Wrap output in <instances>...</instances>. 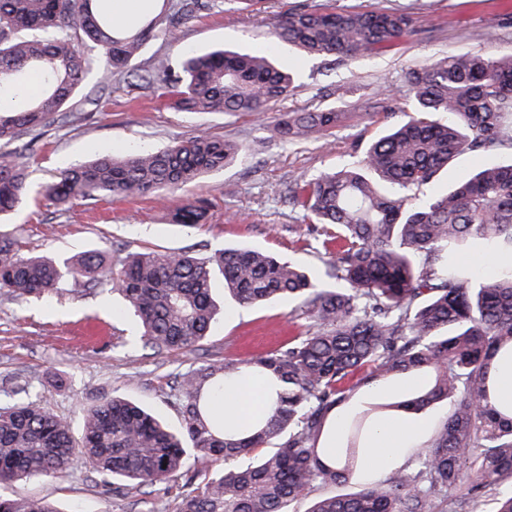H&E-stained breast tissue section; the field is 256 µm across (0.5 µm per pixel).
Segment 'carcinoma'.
<instances>
[{
	"label": "carcinoma",
	"mask_w": 512,
	"mask_h": 512,
	"mask_svg": "<svg viewBox=\"0 0 512 512\" xmlns=\"http://www.w3.org/2000/svg\"><path fill=\"white\" fill-rule=\"evenodd\" d=\"M103 0H0V143L9 144L97 98L80 92L92 70L130 75L143 47L218 0H144L132 24L113 22ZM413 33L409 16L299 7L273 35L309 55L353 59ZM98 48L92 58L84 46ZM141 79L164 80L169 104L195 112L254 113L287 96L294 75L265 51L219 48L157 59ZM406 80L411 111L370 143L360 165L299 180L292 200L317 225L333 286L297 263L255 248L145 250L112 269L103 249L60 264L21 253L0 230V290L44 296L70 278L117 292L152 349H190L211 335L216 289L241 306L288 299L307 330L252 357L215 361L180 375L176 427L120 397L83 411L80 440L69 422L37 401L0 406V485L19 477L66 474L72 456L104 484L152 488L189 465L204 474L179 512H293L316 487L348 481L363 462L361 440L387 412L420 414L438 404L442 426L406 462L358 490L317 498L308 512H474L491 490L512 488V411L491 398L499 352H512V265L481 279L459 256L485 250L512 260V163L479 169L445 192L424 191L456 157L512 148V57L454 55ZM443 112V123L432 119ZM329 109L289 112L278 134L303 142L336 128ZM238 155L235 144L202 133L164 150L108 154L60 172L45 187L59 207L77 198L127 200L180 190ZM29 173L17 153L0 152V216L21 207ZM200 199L181 201L179 224L205 216ZM430 374L411 397L364 412L357 427L339 422L347 446L327 458L335 410L360 384L393 375ZM261 378L273 388L267 409L244 429L214 413L224 382ZM467 483L471 498L456 497ZM0 512H59L41 499L0 493Z\"/></svg>",
	"instance_id": "cac0c4a2"
}]
</instances>
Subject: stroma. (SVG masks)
<instances>
[{
	"label": "stroma",
	"instance_id": "35a3bbf8",
	"mask_svg": "<svg viewBox=\"0 0 512 512\" xmlns=\"http://www.w3.org/2000/svg\"><path fill=\"white\" fill-rule=\"evenodd\" d=\"M301 4L337 12L394 9L410 16L414 32L355 60L309 56L271 36L278 15ZM222 45L271 51L296 76L293 95L252 114L179 112L159 91H143L125 80L110 82L99 105L80 121L51 123L33 150L13 144L35 189L9 219L21 251L62 262L100 248L117 269L129 252L146 248L204 253L247 246L307 268H323V252L306 244L312 236L308 219L288 204L290 187L297 178L357 164L364 148L409 111L408 69L467 52L512 55V0H260L251 12L238 11L235 0H224L222 10L189 19L180 42L160 36L150 40L133 69L145 71L157 58L174 62L186 51ZM319 107H333L340 114L332 134H318L302 144L280 138L277 124L283 114ZM202 132L236 144L240 153L224 169L181 190V197L201 196L210 202L195 228L176 224L173 202L152 196L78 199L63 209L36 192L59 172L96 156L161 150ZM509 162L510 148L461 155L440 174L437 187L448 188L483 165ZM304 326L295 303L242 307L229 300L212 336L193 348L161 353L140 340L136 322L117 294L70 280L43 298L0 292V405L14 403L15 390H23L25 397L66 418L77 433L84 406L123 396L175 426L179 401L174 380L179 374L203 363L268 351ZM184 489L179 478L148 495L130 489L116 496L103 489L98 475L76 455L65 477L19 478L0 493L47 499L61 512H176Z\"/></svg>",
	"mask_w": 512,
	"mask_h": 512
}]
</instances>
